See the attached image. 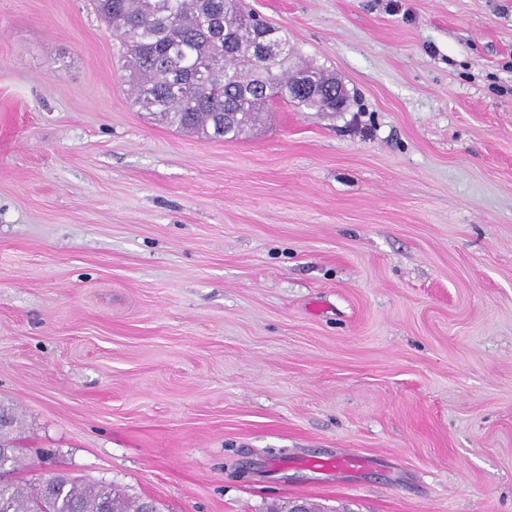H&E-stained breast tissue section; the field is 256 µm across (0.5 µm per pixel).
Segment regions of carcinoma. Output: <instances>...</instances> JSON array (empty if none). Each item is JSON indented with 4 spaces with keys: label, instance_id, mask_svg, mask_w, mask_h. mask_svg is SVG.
Instances as JSON below:
<instances>
[{
    "label": "carcinoma",
    "instance_id": "cac0c4a2",
    "mask_svg": "<svg viewBox=\"0 0 512 512\" xmlns=\"http://www.w3.org/2000/svg\"><path fill=\"white\" fill-rule=\"evenodd\" d=\"M129 57L134 103L161 124L214 139L236 137L277 98L311 112H341L336 77L284 55L268 68L255 57L264 33H288L243 10L241 0H93ZM233 119L224 123V113ZM16 458L0 460V512H160L100 485L53 473L28 487L8 479Z\"/></svg>",
    "mask_w": 512,
    "mask_h": 512
}]
</instances>
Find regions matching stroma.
<instances>
[{
  "label": "stroma",
  "instance_id": "35a3bbf8",
  "mask_svg": "<svg viewBox=\"0 0 512 512\" xmlns=\"http://www.w3.org/2000/svg\"><path fill=\"white\" fill-rule=\"evenodd\" d=\"M343 85L135 107L91 0H0L13 481L163 512H512V0H243ZM350 448L365 467L299 458ZM302 464L312 470H335L336 472L348 471L365 464L362 458H358L352 454L339 455L334 459L329 460H316L306 459L302 461Z\"/></svg>",
  "mask_w": 512,
  "mask_h": 512
}]
</instances>
